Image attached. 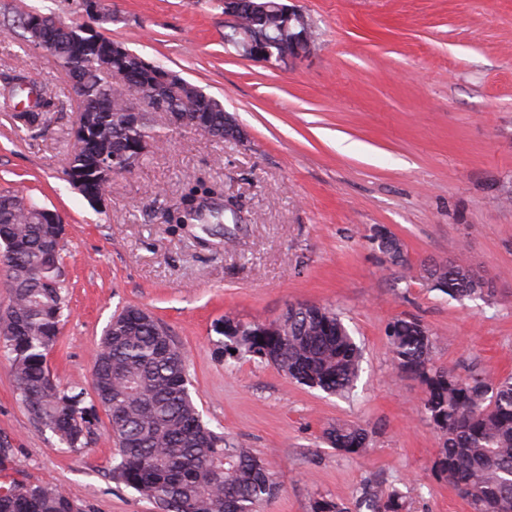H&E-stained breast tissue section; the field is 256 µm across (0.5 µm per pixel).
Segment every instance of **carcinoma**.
Here are the masks:
<instances>
[{"label":"carcinoma","mask_w":512,"mask_h":512,"mask_svg":"<svg viewBox=\"0 0 512 512\" xmlns=\"http://www.w3.org/2000/svg\"><path fill=\"white\" fill-rule=\"evenodd\" d=\"M262 16L241 6L244 33L259 30L283 49L303 33L313 36L309 17L286 15L281 0H262ZM71 23L51 51L70 79L82 124L63 170L78 181L84 198L105 189L112 175L135 167L164 143L152 113L127 111L123 87L110 83L92 63L108 58L111 68L145 71L144 59L97 32ZM84 38L80 55L69 42ZM162 98L160 112L180 111L200 135L233 142L224 126L234 115L214 96L181 79ZM216 187L190 183L173 224H222L224 207L210 202ZM0 194V267L9 277V311L0 317V356L10 366L18 397L31 419L57 441L80 450L88 444L98 408L110 421L116 444L113 477L154 503L159 512H256L279 494L264 461L203 421L191 395L187 358L167 328L151 313L128 307L106 326L92 360L91 391L64 387L48 357L55 348L69 299L62 262L63 226L44 217L46 207L26 200L9 209ZM382 263L406 268L408 256L388 245L378 248ZM421 278L448 298H482L488 279L455 261L423 264ZM215 332L233 350L243 349L288 377L330 395L350 391L361 371V349L332 308L312 306L288 313L273 326L224 316ZM391 365L398 377L419 380L426 389L423 412L440 439L437 467L470 512H512V378H495L478 368L459 374L432 363L433 339L418 320L396 318L387 329ZM332 447L358 453L366 430L335 425L325 430ZM371 512H402L401 497L369 492ZM0 512H79L52 484H0Z\"/></svg>","instance_id":"carcinoma-1"}]
</instances>
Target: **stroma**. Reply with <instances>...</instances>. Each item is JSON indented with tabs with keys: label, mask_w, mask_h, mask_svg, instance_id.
I'll return each instance as SVG.
<instances>
[{
	"label": "stroma",
	"mask_w": 512,
	"mask_h": 512,
	"mask_svg": "<svg viewBox=\"0 0 512 512\" xmlns=\"http://www.w3.org/2000/svg\"><path fill=\"white\" fill-rule=\"evenodd\" d=\"M314 26L310 55L270 68L224 48L221 0H101V31L219 98L246 131L217 143L168 131L164 148L114 176L90 205L63 178L77 113L53 59L0 33V191L55 211L65 226L70 315L50 366L91 385V355L113 314L135 305L160 319L188 357L205 422L264 458L280 484L260 512L354 507L366 491L398 493L405 512H470L434 463L439 439L423 385L396 377L386 326L419 319L435 365L512 375V0H288ZM28 12L90 23L84 0H0V23ZM25 76L52 100L44 127L18 131ZM218 182L236 213L216 235L165 221L188 179ZM391 231L409 266L382 265L371 235ZM474 263L495 288L449 299L420 276L425 260ZM335 308L363 349L352 395L289 379L245 353L220 352L216 321L270 323L289 304ZM336 424L367 430L356 454L333 448ZM100 416L87 448L41 432L0 359V433L15 445L11 478L53 483L83 512H155L114 479L115 445Z\"/></svg>",
	"instance_id": "stroma-1"
}]
</instances>
